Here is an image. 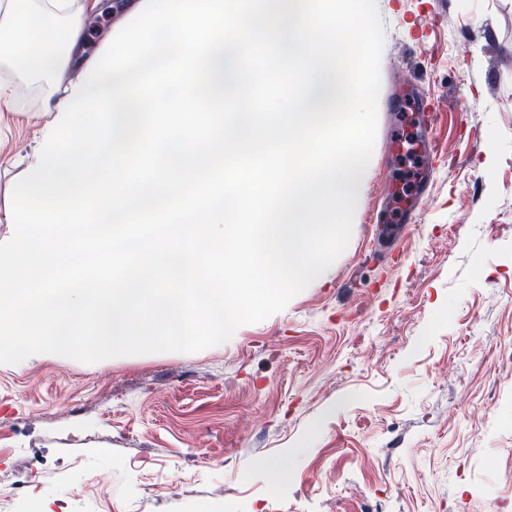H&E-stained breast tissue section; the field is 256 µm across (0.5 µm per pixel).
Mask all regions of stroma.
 Instances as JSON below:
<instances>
[{"label": "stroma", "mask_w": 512, "mask_h": 512, "mask_svg": "<svg viewBox=\"0 0 512 512\" xmlns=\"http://www.w3.org/2000/svg\"><path fill=\"white\" fill-rule=\"evenodd\" d=\"M364 174L322 278L191 349L0 359V512H492L512 501V0H361ZM439 104L435 157L419 152ZM0 122L20 175L27 113ZM416 221L400 253L378 225ZM281 464L272 484L266 465Z\"/></svg>", "instance_id": "1"}]
</instances>
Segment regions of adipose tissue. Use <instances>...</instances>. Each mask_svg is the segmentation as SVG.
Returning a JSON list of instances; mask_svg holds the SVG:
<instances>
[{"label":"adipose tissue","mask_w":512,"mask_h":512,"mask_svg":"<svg viewBox=\"0 0 512 512\" xmlns=\"http://www.w3.org/2000/svg\"><path fill=\"white\" fill-rule=\"evenodd\" d=\"M99 2L0 0V66L46 100L0 206V356L223 341L246 269L320 279L358 192L364 129L335 107L365 85L328 78L350 0H129L93 51ZM256 53L294 78L261 107ZM254 149L273 162L238 164Z\"/></svg>","instance_id":"1"}]
</instances>
